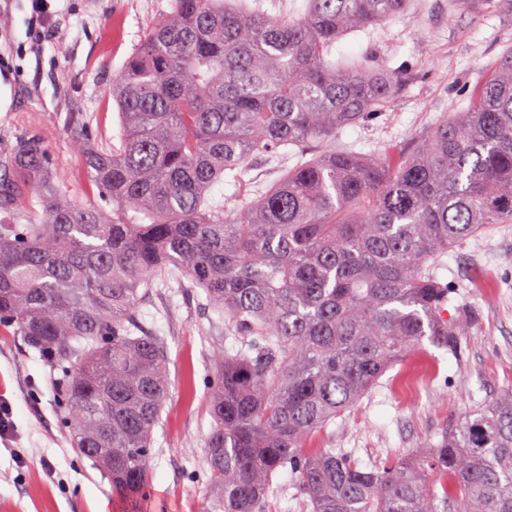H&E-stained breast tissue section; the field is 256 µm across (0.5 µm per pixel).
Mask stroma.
Here are the masks:
<instances>
[{
    "instance_id": "obj_1",
    "label": "stroma",
    "mask_w": 512,
    "mask_h": 512,
    "mask_svg": "<svg viewBox=\"0 0 512 512\" xmlns=\"http://www.w3.org/2000/svg\"><path fill=\"white\" fill-rule=\"evenodd\" d=\"M55 36L30 38V0H0V153L24 132L45 133L52 163L69 173L64 190L85 205L94 198L80 175L67 120L81 112L118 144L119 118L105 91L171 0H58ZM512 45L506 0H410L403 13L336 44L373 63L405 66L408 77L390 107L346 128L338 146L367 156L411 150L449 113L466 108L474 86ZM279 161L251 168L243 184L216 185L212 205L234 211L282 176ZM439 275L449 308L471 327L458 355L433 346L396 364L356 405L311 444L350 453L372 467L421 453L450 421L512 389V224L491 225L443 255ZM199 288L158 284L141 304L167 349L170 397L156 429L150 487L142 512H202L206 487L207 395L215 379L208 342L212 312ZM0 398L13 430L0 439V512H123L112 485L64 437L54 378L22 337L0 334Z\"/></svg>"
}]
</instances>
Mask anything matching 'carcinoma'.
I'll return each instance as SVG.
<instances>
[{
	"instance_id": "carcinoma-1",
	"label": "carcinoma",
	"mask_w": 512,
	"mask_h": 512,
	"mask_svg": "<svg viewBox=\"0 0 512 512\" xmlns=\"http://www.w3.org/2000/svg\"><path fill=\"white\" fill-rule=\"evenodd\" d=\"M407 0H307L296 17L172 0L112 78L120 145L70 117L81 171L112 215L78 206L45 138L0 154V330L57 371L61 430L139 512L170 392L139 316L156 279L217 315L204 512H263L296 474L309 512H512V391L423 455L363 468L312 435L424 342L455 355L471 321L438 269L448 248L512 223V47L409 153L305 159L367 120L404 70L336 62L341 38ZM299 160L228 216L208 194L252 160Z\"/></svg>"
}]
</instances>
